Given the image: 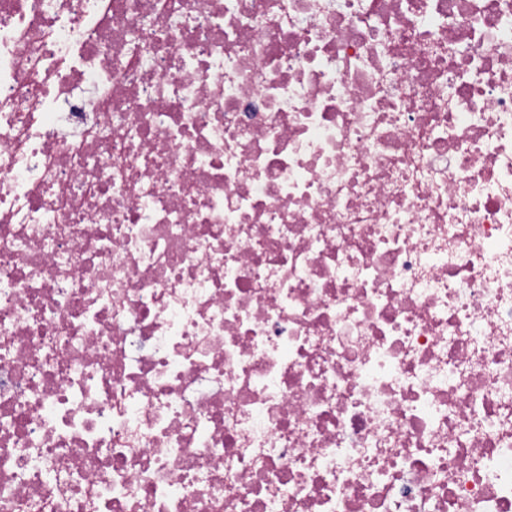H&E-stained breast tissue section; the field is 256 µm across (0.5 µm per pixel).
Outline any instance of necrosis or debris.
Returning <instances> with one entry per match:
<instances>
[{"label": "necrosis or debris", "instance_id": "1", "mask_svg": "<svg viewBox=\"0 0 512 512\" xmlns=\"http://www.w3.org/2000/svg\"><path fill=\"white\" fill-rule=\"evenodd\" d=\"M0 512H512V0H0Z\"/></svg>", "mask_w": 512, "mask_h": 512}]
</instances>
